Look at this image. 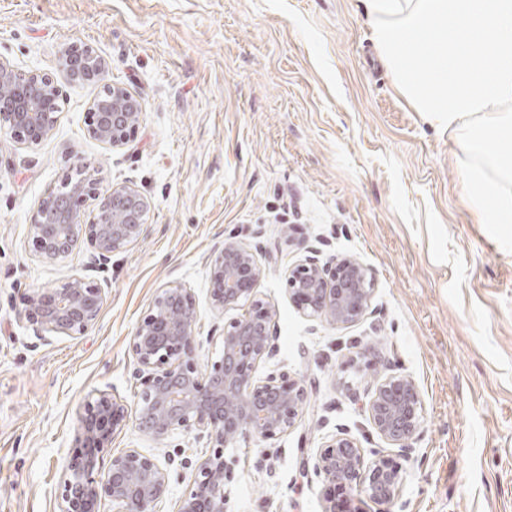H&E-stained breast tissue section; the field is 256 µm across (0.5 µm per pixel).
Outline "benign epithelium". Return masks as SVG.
I'll return each instance as SVG.
<instances>
[{
    "mask_svg": "<svg viewBox=\"0 0 512 512\" xmlns=\"http://www.w3.org/2000/svg\"><path fill=\"white\" fill-rule=\"evenodd\" d=\"M63 66L74 81L99 83L104 73L103 59L86 43L71 44ZM58 101L50 75L21 73L0 60V127L17 141L36 146L47 138L57 123ZM140 108L127 88L105 86L90 107V134L108 147L124 148L136 133ZM78 167L86 174L76 180L66 175L42 199L30 224L31 244L38 257L55 261L86 241L95 263L104 267L112 253L145 235L151 203L128 185L103 191L86 164ZM88 204L93 205L89 215ZM262 273L256 254L234 237L214 251L207 273L210 308L218 316L238 307L243 312L224 324V352L204 374L190 348L199 317L196 299L180 283L156 295L131 338L130 351L143 386L139 428L157 441L177 431L194 433L214 448L199 464L177 512H224V485L230 480L224 447L246 435L268 440L288 432L306 403L301 380L285 372L256 377L259 363L274 353L276 311L255 292ZM284 284L304 316L336 326L363 320L375 292L369 268L353 256H336L322 264L307 255L287 268ZM102 306L97 284L73 278L30 294L20 318L40 337L77 338L97 323ZM365 411L389 447L405 458L414 452L412 441L423 419L414 380L381 373ZM126 418L124 406L103 391L84 404L61 483L64 512H99L104 497L112 499L117 512H153L168 493L167 468L137 448L113 456L107 469L100 467L101 455ZM314 468L327 483L377 505L394 500L403 478L401 468L388 457L365 459L363 449L344 432L326 443Z\"/></svg>",
    "mask_w": 512,
    "mask_h": 512,
    "instance_id": "obj_1",
    "label": "benign epithelium"
}]
</instances>
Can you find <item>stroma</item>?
I'll use <instances>...</instances> for the list:
<instances>
[{"label": "stroma", "mask_w": 512, "mask_h": 512, "mask_svg": "<svg viewBox=\"0 0 512 512\" xmlns=\"http://www.w3.org/2000/svg\"><path fill=\"white\" fill-rule=\"evenodd\" d=\"M80 42L141 104L124 148L88 131L100 85L61 66ZM0 59L53 75L63 97L39 146L0 130V512H62L79 413L99 391L128 410L112 453L165 462L156 512H176L210 450L191 434L158 442L140 431L129 343L160 289L180 283L200 309L199 366L221 355L236 313L210 312L206 273L232 236L265 267L256 288L277 312L275 354L258 374L288 372L307 400L288 433L225 448L224 512H324L313 465L338 431L366 453L387 451L364 409L373 352L415 381L424 414L394 501L363 512H512V252L468 200L448 132L396 88L364 0H0ZM79 161L101 189L129 185L151 202L146 238L104 273L89 246L47 262L29 241L43 197ZM308 248L370 268L376 291L361 322L295 308L283 275ZM74 277L102 289L97 323L37 339L20 318L28 295Z\"/></svg>", "instance_id": "obj_1"}]
</instances>
